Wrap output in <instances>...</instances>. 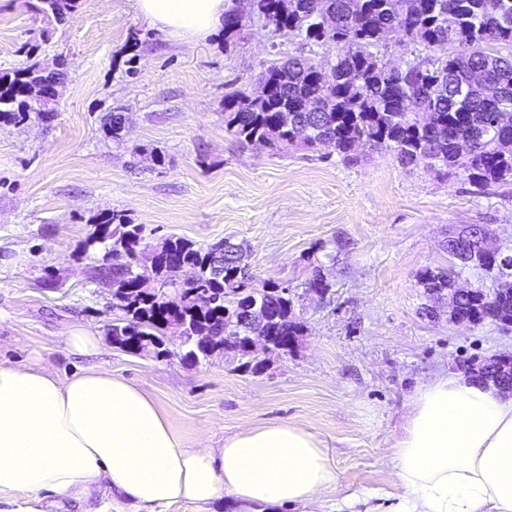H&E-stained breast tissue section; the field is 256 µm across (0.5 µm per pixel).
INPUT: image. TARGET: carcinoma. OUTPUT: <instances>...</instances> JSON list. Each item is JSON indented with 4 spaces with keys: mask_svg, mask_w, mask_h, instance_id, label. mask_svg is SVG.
<instances>
[{
    "mask_svg": "<svg viewBox=\"0 0 512 512\" xmlns=\"http://www.w3.org/2000/svg\"><path fill=\"white\" fill-rule=\"evenodd\" d=\"M36 9L60 18L76 11L80 0H38ZM284 15L281 0H255V12L268 24L305 41L331 44V61L304 55L272 64L260 80L271 83L270 97L243 92L224 97L226 130L239 141L262 144L279 154L309 150L332 141L343 161H358L356 145L388 153L405 167L425 164L445 175L454 170L478 191L512 183V0H295ZM246 21L230 10L224 20V43L241 37ZM398 30L424 55L402 68L382 51L387 30ZM452 52L435 54L440 47ZM328 68L326 79L313 65ZM46 75L37 65L0 75V117L22 122L29 113L45 111L33 90ZM317 104V111L308 106ZM142 227L118 212L102 213L87 245L112 240L117 262L99 269L97 280L112 285V308L121 316L109 325L112 343L133 353H166L168 336H211L224 345L235 335L237 310L251 301L277 306L284 336H299L292 318L293 298L276 284L250 288L245 254L206 249L181 237L141 246ZM467 241L465 260L448 270L427 269L420 283L428 293L451 288L466 269H480L495 283L512 277V256L495 258L479 241ZM150 264L155 281L144 284L133 267ZM191 269L196 296L179 306L169 303L167 287H185L179 270ZM475 323L512 321V288L481 289L469 301Z\"/></svg>",
    "mask_w": 512,
    "mask_h": 512,
    "instance_id": "1",
    "label": "carcinoma"
}]
</instances>
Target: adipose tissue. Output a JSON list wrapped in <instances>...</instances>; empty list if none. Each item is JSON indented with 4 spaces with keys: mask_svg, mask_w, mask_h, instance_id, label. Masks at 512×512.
<instances>
[{
    "mask_svg": "<svg viewBox=\"0 0 512 512\" xmlns=\"http://www.w3.org/2000/svg\"><path fill=\"white\" fill-rule=\"evenodd\" d=\"M232 0H136L180 41L219 34ZM392 512H512V392L447 370L418 384L389 450ZM323 441L286 420L191 448L139 386L101 368L60 376L0 362V512H320L337 490Z\"/></svg>",
    "mask_w": 512,
    "mask_h": 512,
    "instance_id": "obj_1",
    "label": "adipose tissue"
}]
</instances>
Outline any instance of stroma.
<instances>
[{"instance_id":"35a3bbf8","label":"stroma","mask_w":512,"mask_h":512,"mask_svg":"<svg viewBox=\"0 0 512 512\" xmlns=\"http://www.w3.org/2000/svg\"><path fill=\"white\" fill-rule=\"evenodd\" d=\"M35 2L0 0V74L62 56L67 65L50 120L0 119V361L39 356L63 376L112 370L151 395L190 447L291 421L324 441L340 493L393 492L387 452L416 384L512 351V333L449 322L447 299L419 282L450 266L448 238L470 224L512 254V186L476 194L463 176L385 153L348 164L325 146L279 157L239 143L225 95L252 93L270 62L300 51L258 19L229 44L186 42L150 27L135 0H81L60 22ZM115 113L125 118L117 140L102 129ZM107 211L142 225L149 244H243L251 287L289 289L303 328L295 347L257 373L230 352L190 363L176 338L164 358L112 343L68 356L73 324L103 332L113 318L111 287L92 277L111 265V246L85 244ZM318 269L332 285L323 300L305 291Z\"/></svg>"}]
</instances>
